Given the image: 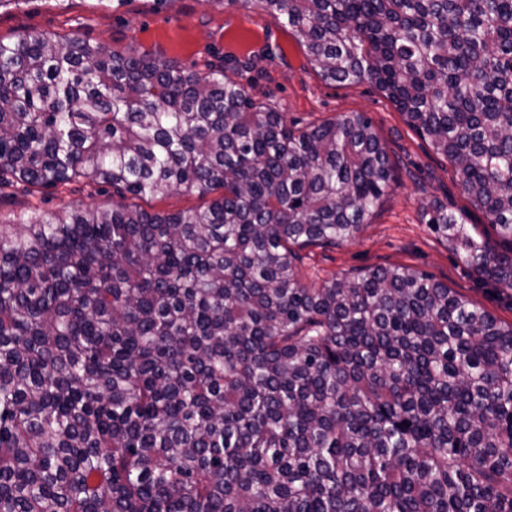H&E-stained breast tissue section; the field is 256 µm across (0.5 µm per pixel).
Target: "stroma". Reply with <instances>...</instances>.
<instances>
[{
  "mask_svg": "<svg viewBox=\"0 0 512 512\" xmlns=\"http://www.w3.org/2000/svg\"><path fill=\"white\" fill-rule=\"evenodd\" d=\"M26 33L75 34L110 50L148 52L196 71L207 64L234 68L235 77L258 101L287 118L319 122L348 112L365 113L393 163L397 180L369 224L333 248L302 251L299 271L309 286L367 267L405 265L426 272L449 288L512 323V290L477 282L463 258L448 251L424 224L423 205L437 200L464 211L468 223L486 230L484 215L471 209L446 160L405 122L393 104L369 82L323 81L287 27L251 0H229L217 8L208 0H14L0 9V39ZM110 188L76 183L47 192L23 186L0 199V227L8 229L37 208L54 213L70 206H105Z\"/></svg>",
  "mask_w": 512,
  "mask_h": 512,
  "instance_id": "stroma-1",
  "label": "stroma"
}]
</instances>
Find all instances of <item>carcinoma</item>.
I'll return each instance as SVG.
<instances>
[{"label":"carcinoma","mask_w":512,"mask_h":512,"mask_svg":"<svg viewBox=\"0 0 512 512\" xmlns=\"http://www.w3.org/2000/svg\"><path fill=\"white\" fill-rule=\"evenodd\" d=\"M255 2L448 161L495 239L436 201L425 223L512 289V0ZM80 180L119 200L0 229V512H512V324L408 267L296 271L395 182L364 113L0 40V198ZM181 190L217 197L138 204ZM213 196L215 195H209L207 198L202 199L195 193L174 192L164 197L145 199L138 202L149 211H177L204 206Z\"/></svg>","instance_id":"1"}]
</instances>
